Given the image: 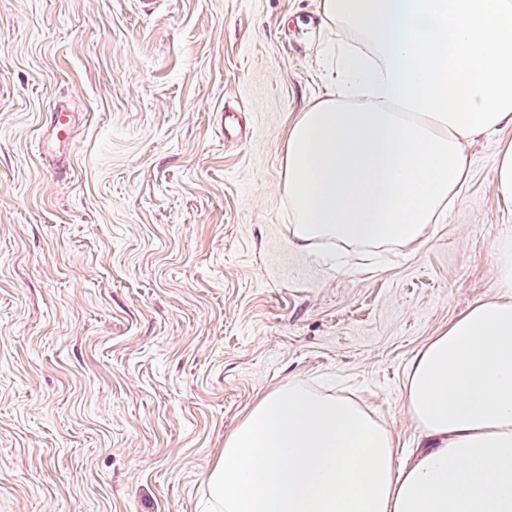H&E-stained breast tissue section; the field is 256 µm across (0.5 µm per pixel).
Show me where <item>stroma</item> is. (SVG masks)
<instances>
[{"mask_svg":"<svg viewBox=\"0 0 512 512\" xmlns=\"http://www.w3.org/2000/svg\"><path fill=\"white\" fill-rule=\"evenodd\" d=\"M335 76L320 0H0V512H201L293 379L415 445L407 362L496 293L512 128L415 254L332 270L289 241L284 155ZM497 197L507 209H512V144L502 146L492 158Z\"/></svg>","mask_w":512,"mask_h":512,"instance_id":"stroma-1","label":"stroma"}]
</instances>
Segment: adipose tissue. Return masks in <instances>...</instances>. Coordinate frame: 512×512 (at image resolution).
I'll return each mask as SVG.
<instances>
[{"label": "adipose tissue", "mask_w": 512, "mask_h": 512, "mask_svg": "<svg viewBox=\"0 0 512 512\" xmlns=\"http://www.w3.org/2000/svg\"><path fill=\"white\" fill-rule=\"evenodd\" d=\"M320 8L338 71L288 137L290 240L418 249L468 184L474 140L512 127V0ZM493 261L496 296L406 367L420 432L408 462L360 404L292 381L227 436L204 512H512V231Z\"/></svg>", "instance_id": "adipose-tissue-1"}]
</instances>
